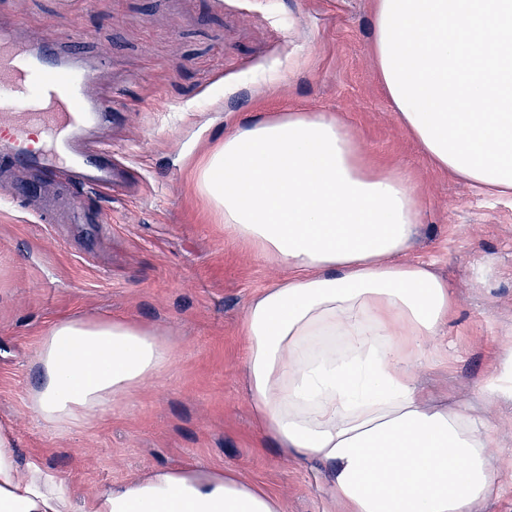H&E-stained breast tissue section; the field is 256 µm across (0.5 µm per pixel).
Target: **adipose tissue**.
Listing matches in <instances>:
<instances>
[{"instance_id":"1","label":"adipose tissue","mask_w":512,"mask_h":512,"mask_svg":"<svg viewBox=\"0 0 512 512\" xmlns=\"http://www.w3.org/2000/svg\"><path fill=\"white\" fill-rule=\"evenodd\" d=\"M373 54L398 120L431 166L512 197V0H375ZM224 234L287 277L246 307L244 386L265 437L325 464L339 512H471L497 491L492 432L413 376L456 305L401 261L421 221L413 183L367 163L327 112L230 129L197 168ZM175 343L126 318H61L41 337L29 403L55 432L92 423L165 373ZM0 512H74L67 480L19 467L0 429ZM88 512H284L279 497L196 461L109 485Z\"/></svg>"}]
</instances>
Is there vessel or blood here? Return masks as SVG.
Here are the masks:
<instances>
[{"instance_id":"b4317fda","label":"vessel or blood","mask_w":512,"mask_h":512,"mask_svg":"<svg viewBox=\"0 0 512 512\" xmlns=\"http://www.w3.org/2000/svg\"><path fill=\"white\" fill-rule=\"evenodd\" d=\"M111 69L104 57L87 63L76 37L24 44L0 29V163L45 176L74 167L88 189L111 183L110 153L82 145L85 130L111 116V105L94 91Z\"/></svg>"}]
</instances>
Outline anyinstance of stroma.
<instances>
[{"mask_svg":"<svg viewBox=\"0 0 512 512\" xmlns=\"http://www.w3.org/2000/svg\"><path fill=\"white\" fill-rule=\"evenodd\" d=\"M0 28L35 43L81 34L112 58L111 121L88 138L125 167L109 191L71 173L1 169L0 425L20 466L67 478L74 505L152 469L201 460L279 496L285 512H332L328 468L262 437L243 386L248 301L284 269L224 235L196 168L230 126L288 110L339 115L364 156L418 187L422 222L406 258L431 263L458 294L416 379L482 405L498 493L474 512H512V400L486 398L512 354V198L432 168L377 78L373 0H0ZM48 213L52 223L40 222ZM121 316L171 335L170 370L90 425L59 435L27 405L41 336L59 318Z\"/></svg>","mask_w":512,"mask_h":512,"instance_id":"obj_1","label":"stroma"}]
</instances>
